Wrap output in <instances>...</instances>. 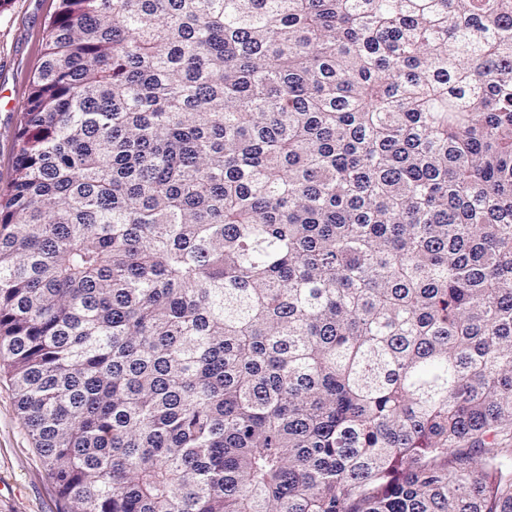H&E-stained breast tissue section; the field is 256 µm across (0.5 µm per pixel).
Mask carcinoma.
Returning <instances> with one entry per match:
<instances>
[{
	"mask_svg": "<svg viewBox=\"0 0 512 512\" xmlns=\"http://www.w3.org/2000/svg\"><path fill=\"white\" fill-rule=\"evenodd\" d=\"M0 366L69 512H512V0H60Z\"/></svg>",
	"mask_w": 512,
	"mask_h": 512,
	"instance_id": "carcinoma-1",
	"label": "carcinoma"
}]
</instances>
